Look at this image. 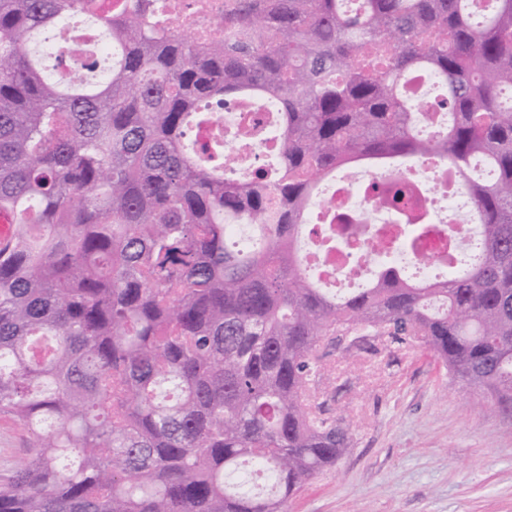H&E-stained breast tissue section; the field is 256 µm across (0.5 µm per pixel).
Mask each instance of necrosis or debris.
Segmentation results:
<instances>
[{"label":"necrosis or debris","instance_id":"necrosis-or-debris-1","mask_svg":"<svg viewBox=\"0 0 512 512\" xmlns=\"http://www.w3.org/2000/svg\"><path fill=\"white\" fill-rule=\"evenodd\" d=\"M86 2L90 15L125 12L141 23L202 44L223 37L224 14L234 0ZM75 41L83 44L87 53L104 52L95 29L75 32L66 24L59 27L56 38L43 41L42 48L47 55L68 61ZM272 119L271 112L241 102L224 106L215 124L193 129L192 136L201 143L223 140L226 152L235 159L237 172L248 175L264 167L278 148L267 132ZM396 195L401 198L398 210L387 209V199ZM315 208L318 221L310 227L302 254L324 286L338 289L363 285L369 267L357 257L366 253L367 239L379 242L381 255L409 268L415 260L447 254L448 240L435 232L408 245L403 239L407 225L426 221L463 232L474 214L472 202L462 190H449L448 166L440 162L412 174L375 168L350 172L318 188ZM328 235L338 239L336 249L324 247L322 240Z\"/></svg>","mask_w":512,"mask_h":512}]
</instances>
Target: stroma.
Instances as JSON below:
<instances>
[{
    "label": "stroma",
    "instance_id": "obj_1",
    "mask_svg": "<svg viewBox=\"0 0 512 512\" xmlns=\"http://www.w3.org/2000/svg\"><path fill=\"white\" fill-rule=\"evenodd\" d=\"M316 394L343 417L352 446L288 512H512V416L480 411L481 394L419 347L337 367ZM32 446L0 419V476Z\"/></svg>",
    "mask_w": 512,
    "mask_h": 512
}]
</instances>
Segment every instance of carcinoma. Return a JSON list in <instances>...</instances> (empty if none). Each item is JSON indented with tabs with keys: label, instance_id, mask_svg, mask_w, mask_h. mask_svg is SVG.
Returning a JSON list of instances; mask_svg holds the SVG:
<instances>
[{
	"label": "carcinoma",
	"instance_id": "cac0c4a2",
	"mask_svg": "<svg viewBox=\"0 0 512 512\" xmlns=\"http://www.w3.org/2000/svg\"><path fill=\"white\" fill-rule=\"evenodd\" d=\"M83 6L0 0V417L35 439L0 512H284L350 447L314 394L326 348L351 363L368 336L512 415V0H235L203 47L108 15L111 76L54 80L25 41ZM241 100L278 108L245 181L224 143L185 145ZM406 160L456 173L473 256L320 287L297 248L318 179Z\"/></svg>",
	"mask_w": 512,
	"mask_h": 512
}]
</instances>
